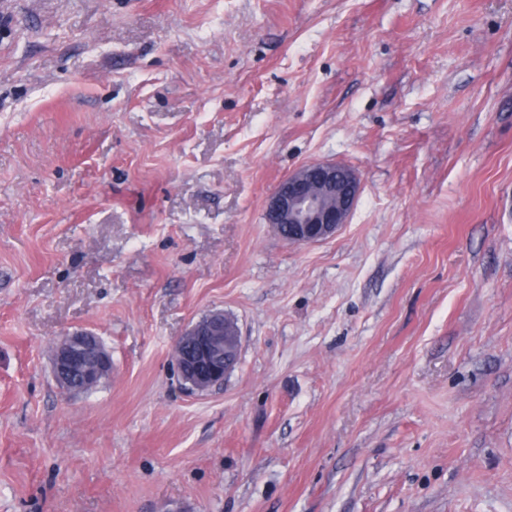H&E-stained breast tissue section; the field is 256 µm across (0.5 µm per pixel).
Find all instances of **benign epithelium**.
<instances>
[{
    "label": "benign epithelium",
    "instance_id": "benign-epithelium-1",
    "mask_svg": "<svg viewBox=\"0 0 512 512\" xmlns=\"http://www.w3.org/2000/svg\"><path fill=\"white\" fill-rule=\"evenodd\" d=\"M360 193V178L350 168L334 162L309 163L280 181L269 195L266 219L291 244L325 241L349 222ZM240 347L239 330L229 329L223 311H210L173 344L179 377L198 393L221 386ZM51 363L55 381L67 392L79 383L92 387L101 374L112 372L110 352L88 331L62 337L53 347Z\"/></svg>",
    "mask_w": 512,
    "mask_h": 512
}]
</instances>
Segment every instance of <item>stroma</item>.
I'll use <instances>...</instances> for the list:
<instances>
[{
	"label": "stroma",
	"mask_w": 512,
	"mask_h": 512,
	"mask_svg": "<svg viewBox=\"0 0 512 512\" xmlns=\"http://www.w3.org/2000/svg\"><path fill=\"white\" fill-rule=\"evenodd\" d=\"M314 161L360 198L290 245ZM0 512H512V0H0ZM361 193L359 176L334 162L303 165L269 195L265 215L281 238L303 245L325 241L349 222ZM228 336H233L235 350L232 354L226 351ZM240 347L238 328L233 327L230 332L224 312L210 311L192 323L173 344L179 377L188 384V389L198 393L221 386L237 361ZM51 363L55 381L69 393L93 387L101 374L112 373L110 352L99 336L88 331L63 336L53 347ZM79 383L84 387L75 388Z\"/></svg>",
	"instance_id": "1"
}]
</instances>
